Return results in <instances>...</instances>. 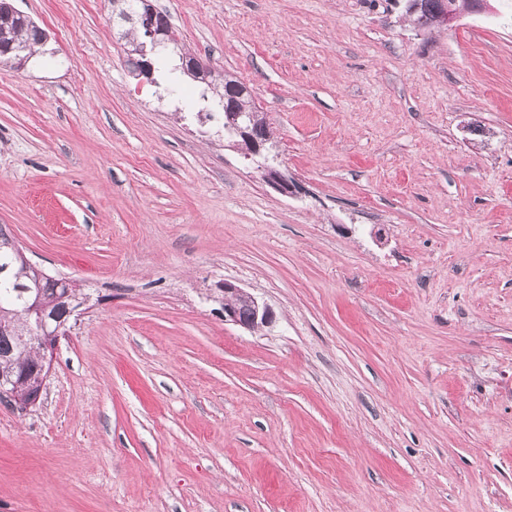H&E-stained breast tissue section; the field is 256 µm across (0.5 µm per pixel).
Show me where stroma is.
Returning <instances> with one entry per match:
<instances>
[{"label": "stroma", "instance_id": "1", "mask_svg": "<svg viewBox=\"0 0 512 512\" xmlns=\"http://www.w3.org/2000/svg\"><path fill=\"white\" fill-rule=\"evenodd\" d=\"M152 3L300 190L131 74L110 0H15L48 42L0 63V225L90 309L0 405V512H512V14ZM263 169V178L265 182L276 192L285 195L292 196L297 192V184L292 178H288L280 166L274 163H265L261 166ZM212 290L214 298L221 302L224 308L225 322L240 326L250 331L268 326L273 322L274 312L271 307L235 284L225 280L224 282L218 283ZM239 296L246 300V314H242V311L238 306L228 304L227 302L228 299Z\"/></svg>", "mask_w": 512, "mask_h": 512}]
</instances>
